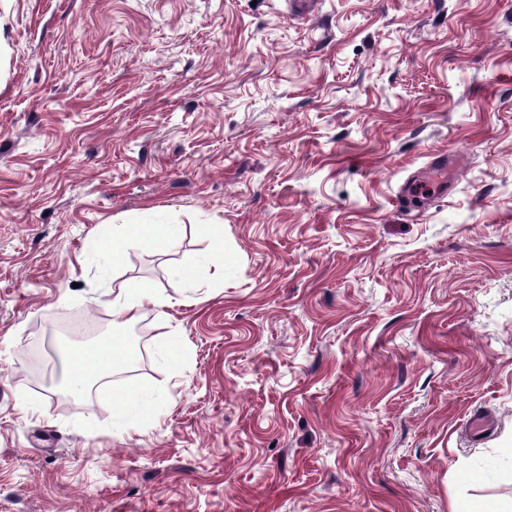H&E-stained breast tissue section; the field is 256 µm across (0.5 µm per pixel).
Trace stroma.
I'll list each match as a JSON object with an SVG mask.
<instances>
[{
  "mask_svg": "<svg viewBox=\"0 0 512 512\" xmlns=\"http://www.w3.org/2000/svg\"><path fill=\"white\" fill-rule=\"evenodd\" d=\"M292 2L0 0V512L512 505V0ZM149 223L176 244L94 249ZM135 281L175 300L145 341ZM96 321L146 358L77 394ZM178 235L179 230L174 224H116L112 227V241L102 238L97 241L96 248L112 262V266H117L130 244L164 250L175 243ZM167 300L161 297L148 283L135 282L121 288L112 299V313L124 323L135 321L145 305L163 306ZM112 411L119 417H140L153 408L151 395L144 390L124 388L113 391L110 396Z\"/></svg>",
  "mask_w": 512,
  "mask_h": 512,
  "instance_id": "obj_1",
  "label": "stroma"
}]
</instances>
